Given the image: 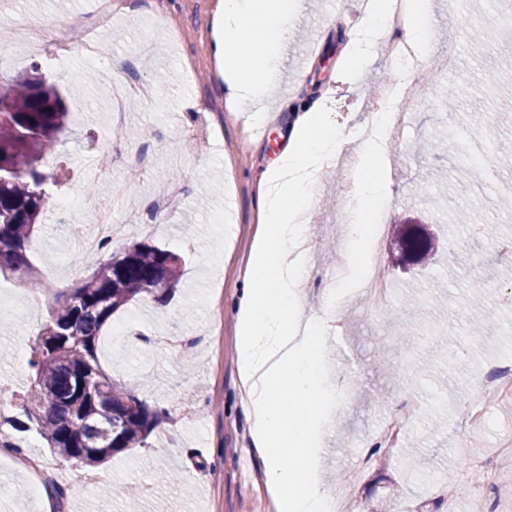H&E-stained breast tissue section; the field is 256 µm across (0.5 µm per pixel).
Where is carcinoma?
<instances>
[{"label":"carcinoma","mask_w":512,"mask_h":512,"mask_svg":"<svg viewBox=\"0 0 512 512\" xmlns=\"http://www.w3.org/2000/svg\"><path fill=\"white\" fill-rule=\"evenodd\" d=\"M7 111L0 112V274L37 292L47 288L32 274L27 250L46 201L42 186L56 178L45 169L67 129L68 92L38 72L5 82ZM401 260L418 263L434 252L423 224H403L394 239ZM181 258L136 242L91 265L76 286L54 294L27 361L29 382L13 429L34 431L55 454L97 467L130 448L147 447L167 415L102 369L99 336L112 316L144 297L165 302L181 276Z\"/></svg>","instance_id":"1"}]
</instances>
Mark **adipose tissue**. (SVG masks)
I'll list each match as a JSON object with an SVG mask.
<instances>
[{"instance_id":"1","label":"adipose tissue","mask_w":512,"mask_h":512,"mask_svg":"<svg viewBox=\"0 0 512 512\" xmlns=\"http://www.w3.org/2000/svg\"><path fill=\"white\" fill-rule=\"evenodd\" d=\"M297 7L298 0H224L215 22L217 75L226 97L257 121L269 117L261 102L279 79L278 50L292 33ZM277 109L297 119L280 158L258 181L263 227L237 302L240 405L251 420L276 512H326L321 442L329 412L313 342L331 319L301 315L306 229L298 217L313 202L321 160L342 152L347 137L332 121L328 99L284 98ZM390 202L387 186L365 174L345 229L348 242L362 241L365 217Z\"/></svg>"}]
</instances>
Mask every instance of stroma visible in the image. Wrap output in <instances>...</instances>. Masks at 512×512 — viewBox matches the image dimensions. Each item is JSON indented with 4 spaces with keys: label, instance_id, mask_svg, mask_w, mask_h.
<instances>
[{
    "label": "stroma",
    "instance_id": "stroma-1",
    "mask_svg": "<svg viewBox=\"0 0 512 512\" xmlns=\"http://www.w3.org/2000/svg\"><path fill=\"white\" fill-rule=\"evenodd\" d=\"M116 14L97 23V0H0V78L38 66L60 87L84 89L69 102L67 140L49 159L61 182L51 196H80L95 185L114 194L128 169L100 164L122 151L145 155L139 171L143 194L140 226L113 242V251L146 241L182 258V276L167 303L135 301L117 312L99 342L103 369L133 383L149 406L168 407L148 445L114 455L88 470L63 460L29 433L16 436L31 457L49 461L56 479L47 488L52 512H126L124 490L139 491L138 512H273L263 481V460L250 439L251 421L239 404L235 304L262 226L258 178L286 144L293 121L285 112L267 137L240 112L227 111L224 84L215 77L214 19L224 0H153L151 12H133L132 0H113ZM429 52L453 54L456 68L433 77L428 99L410 104L414 121L399 137L386 136L379 166L393 192L382 212V231L367 254L346 247L350 218L345 193L349 168L362 167L361 129L393 76L384 39H376L371 64L348 79L343 64L348 36L333 18L354 16L357 0H300L293 33L280 48V92L301 100L329 93L334 118L350 140L335 169L317 186L307 231L316 243L305 266L316 285L305 287L309 310L330 306L336 315L324 353L323 391L334 414L324 438V477L338 490L357 448L392 422L394 447L377 454L355 484L350 512H396L428 503L435 512H474L479 459L512 438V397L488 402V418L468 435L457 422L470 407L472 384L493 362L512 360V297L489 272L511 267L501 246L512 241V167L493 164L492 178L460 167L448 151L434 152L449 133L483 131L489 154L512 155V26L496 22L494 0H430ZM67 23L78 38L94 37L118 73L147 83L152 99L130 101L125 124L147 137H118L107 122L111 108L104 78L85 82L97 67L78 41L54 62L19 38L17 14ZM322 50L311 53L312 24ZM457 86L449 95V86ZM415 157L401 177L396 162ZM180 186L176 205L161 212L150 192L164 182ZM89 212L77 205L45 209L28 253L40 278L66 289L88 273L74 246L76 230L90 231ZM427 224L442 248L427 264L400 263L390 249L394 227ZM384 266L387 306L373 310L365 261ZM480 302H473L475 284ZM46 298L0 275V387L11 396L0 404V422L16 413L15 393L28 383L32 334L47 316ZM29 476L0 463V512H42L29 496Z\"/></svg>",
    "mask_w": 512,
    "mask_h": 512
}]
</instances>
